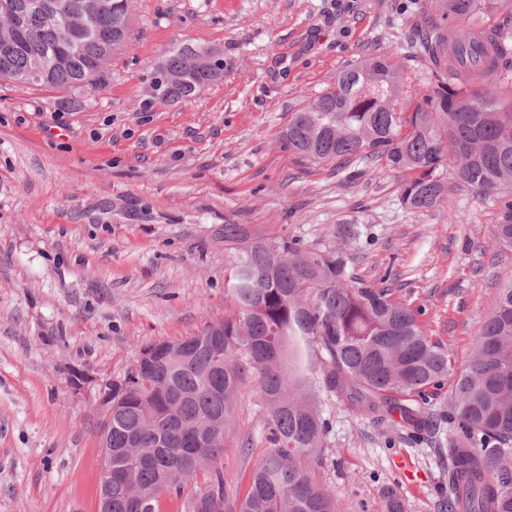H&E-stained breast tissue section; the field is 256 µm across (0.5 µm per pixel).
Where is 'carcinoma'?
<instances>
[{
    "instance_id": "cac0c4a2",
    "label": "carcinoma",
    "mask_w": 512,
    "mask_h": 512,
    "mask_svg": "<svg viewBox=\"0 0 512 512\" xmlns=\"http://www.w3.org/2000/svg\"><path fill=\"white\" fill-rule=\"evenodd\" d=\"M0 0V81L67 93L96 85L130 36V0ZM435 26L420 49L429 92L397 111L400 66L380 54L346 66L335 87L291 113L282 139L314 161L339 160L407 171L402 203L428 211L444 203L448 179L503 203L497 251L512 256V32L487 11L512 0H427ZM224 77V55L183 46L151 73L159 103L187 100ZM229 251L224 292L234 304L224 334L202 330L177 352L144 347L150 361L126 388L112 384V512H159L160 497L184 512H342L313 472L323 461L329 419L319 396L359 419L420 434L433 426L429 390L448 381V352L427 336L418 313L390 288L350 275L340 251L318 252L296 239L258 236L224 225ZM252 377L270 443L242 501L224 486V437L241 385ZM399 412V419L393 413ZM448 512H512V282L497 289L467 367L451 382Z\"/></svg>"
}]
</instances>
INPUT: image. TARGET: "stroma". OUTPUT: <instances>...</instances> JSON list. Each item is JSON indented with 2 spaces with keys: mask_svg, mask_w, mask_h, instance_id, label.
I'll use <instances>...</instances> for the list:
<instances>
[{
  "mask_svg": "<svg viewBox=\"0 0 512 512\" xmlns=\"http://www.w3.org/2000/svg\"><path fill=\"white\" fill-rule=\"evenodd\" d=\"M131 13L127 49L68 106L0 86V512H99L97 394L75 390L72 371L123 377L144 347L223 318L225 224L344 250L360 281L420 310L456 374L512 279L491 241L500 205L452 189L413 211L406 173L315 162L281 137L346 65L382 53L415 105L423 0H132ZM187 45L223 52V81L149 104L148 74ZM349 224L359 236L339 235ZM322 412L332 427L316 478L343 512H382L389 487L405 512H442L449 427L416 439L339 403ZM266 436L246 382L222 458L233 496Z\"/></svg>",
  "mask_w": 512,
  "mask_h": 512,
  "instance_id": "stroma-1",
  "label": "stroma"
}]
</instances>
